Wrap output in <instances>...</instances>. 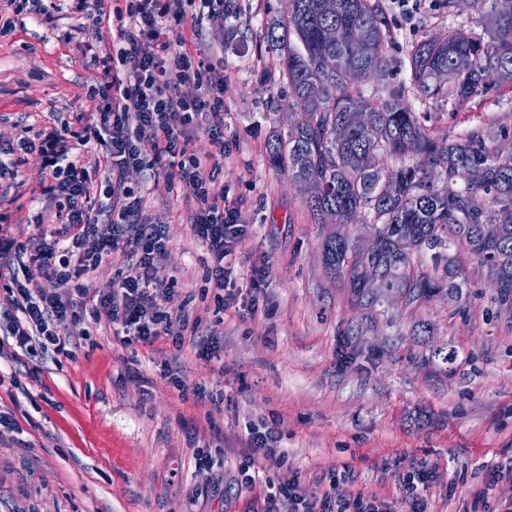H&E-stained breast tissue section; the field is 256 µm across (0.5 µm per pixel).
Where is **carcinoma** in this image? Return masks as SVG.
Instances as JSON below:
<instances>
[{
  "instance_id": "cac0c4a2",
  "label": "carcinoma",
  "mask_w": 512,
  "mask_h": 512,
  "mask_svg": "<svg viewBox=\"0 0 512 512\" xmlns=\"http://www.w3.org/2000/svg\"><path fill=\"white\" fill-rule=\"evenodd\" d=\"M493 41L484 45L462 31H450L443 43L422 41L409 52L410 80L425 98L452 99L461 107L485 87L494 71L512 82V0H493ZM341 25L348 40L327 48L322 29ZM294 33L300 47L288 45ZM389 20L377 0H285V14L267 32L269 46L280 52L283 76L294 105L309 123L269 145L270 164L286 169L307 193L318 222L332 209L341 224L355 222L360 210L371 226L388 234L387 251L371 260L351 246L341 230L323 243L325 266L346 279L357 304L369 306L386 292L409 303L443 290L453 292L457 270L446 264L443 275L419 271L412 257L448 241L464 246L490 271L512 303V155L504 156L479 134L459 141L433 137L425 118L404 104L392 87L379 103L364 98L360 86L369 78L389 76L391 60L383 51ZM472 58L471 69L455 75L453 57ZM448 84L438 81L445 70ZM369 112L374 127H361ZM386 154L399 164L387 170ZM373 262L381 282L367 284L361 267Z\"/></svg>"
}]
</instances>
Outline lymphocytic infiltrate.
I'll return each mask as SVG.
<instances>
[{"label":"lymphocytic infiltrate","mask_w":512,"mask_h":512,"mask_svg":"<svg viewBox=\"0 0 512 512\" xmlns=\"http://www.w3.org/2000/svg\"><path fill=\"white\" fill-rule=\"evenodd\" d=\"M105 2L71 0L72 13L94 20L83 49L92 53L106 77L98 93L77 106L73 118L78 131H71V124L50 125L38 141L21 142V157L0 161V177L14 178L23 155L37 153L48 179L42 191L60 200L58 227L51 238L18 239L3 229L7 217L0 213V286L9 305L0 316V335L13 339L27 357L64 350L76 319L71 282L118 252L126 257L121 289L97 299L88 310L91 320L120 324L127 341L149 347L167 337L197 334L198 324L190 321L184 307L172 306L171 288L159 287L154 276L158 257L167 251L168 233L161 225L140 220L143 198L125 184V168L138 162L142 139H151L152 163L167 179H188L197 188L199 207L192 229L214 257L215 288L225 284L227 247L242 231L238 207L225 203L223 192L211 185L209 157L189 148L188 127L199 117L207 119L213 144L223 147L224 78L207 59L175 48L167 26L175 20L190 38H197L204 22L223 17L224 0H125L124 7L110 10ZM107 20L116 30L110 45L102 30ZM186 84L193 85L192 94L183 93ZM92 142L103 149V180L97 186L78 164V147ZM89 239L94 245L87 250L83 244ZM30 261L42 266L52 288L35 291L20 281L18 271ZM432 473L428 463L410 465L401 483L407 512H428ZM283 497L301 512H393L374 494L350 499L325 494L311 501L293 480L267 482L261 512H278Z\"/></svg>","instance_id":"lymphocytic-infiltrate-1"}]
</instances>
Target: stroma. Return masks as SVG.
I'll return each instance as SVG.
<instances>
[{"label":"stroma","instance_id":"stroma-1","mask_svg":"<svg viewBox=\"0 0 512 512\" xmlns=\"http://www.w3.org/2000/svg\"><path fill=\"white\" fill-rule=\"evenodd\" d=\"M390 21V82L432 134L458 140L478 132L512 153V83L467 107L422 98L410 83L412 45L461 29L488 39L490 4L422 0L412 18L379 0ZM284 0H226L223 20L205 24L193 53L224 66V145L213 186L241 211L243 231L224 259L231 298L218 303L213 258L193 234L198 208L191 181L168 185L142 161L125 171L144 199L141 219L164 225L170 243L156 263L174 301L217 348L201 359L192 340L154 347L124 343L112 326L72 323L81 344L25 374L14 346H0V512H260L265 481L293 479L308 496L377 494L399 512V477L411 460L434 468L429 512H502L512 505V309L501 307L484 267L461 245L415 255L432 272L449 260L458 290L411 305L385 297L354 305L328 274L315 223L287 172L272 168L267 145L304 115L292 105L267 29ZM68 11L45 23L25 16L0 35V148L36 135L43 115L71 117L101 71L69 32ZM44 173L31 153L17 179H0L18 239L52 231L56 199L42 195ZM267 267L260 292L254 269ZM185 390H178L176 380ZM206 399H198L195 388ZM275 427L281 465L247 456L250 425ZM205 454L214 466L198 473ZM255 487H238L241 468Z\"/></svg>","mask_w":512,"mask_h":512}]
</instances>
